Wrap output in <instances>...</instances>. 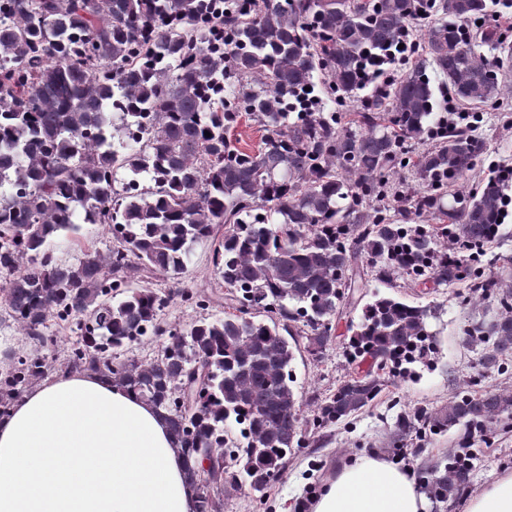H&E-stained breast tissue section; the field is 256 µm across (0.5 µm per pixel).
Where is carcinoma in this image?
Listing matches in <instances>:
<instances>
[{
    "mask_svg": "<svg viewBox=\"0 0 512 512\" xmlns=\"http://www.w3.org/2000/svg\"><path fill=\"white\" fill-rule=\"evenodd\" d=\"M244 2L221 25L207 0H0V303L33 340L52 320L70 327L68 373L97 374L164 412L196 462L187 472L196 512H221L226 486L264 499L304 447L292 386L298 347L287 335L296 329L322 357L363 258L366 289L406 275L494 298L493 322L466 334L485 344L483 369L512 357V286L482 270L485 247L512 236L508 197L494 177L458 189L483 144L440 122L433 77L471 111L496 102L512 52L491 63L476 47L499 42L483 20L512 0ZM417 25L424 58L376 81L372 62L400 56L403 32ZM243 113L264 132L250 152L229 135ZM397 168L422 191L392 193ZM394 210L435 215L461 257H442L432 228L398 224ZM77 217L101 225L112 246L59 262L48 246L77 233ZM202 243L229 311L175 330L163 318L170 296L152 279L179 278ZM429 316L372 293L346 346L350 361L371 368L340 382L312 429L359 413L385 375L426 359ZM177 331L181 339L149 363L121 358L132 343ZM50 369L44 358L13 357L0 372V416ZM505 415L512 392L470 386L397 418V451L412 436L457 432V448L431 462L434 483H419L432 512L472 491L474 435Z\"/></svg>",
    "mask_w": 512,
    "mask_h": 512,
    "instance_id": "carcinoma-1",
    "label": "carcinoma"
}]
</instances>
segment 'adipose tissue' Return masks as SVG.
<instances>
[{
  "label": "adipose tissue",
  "mask_w": 512,
  "mask_h": 512,
  "mask_svg": "<svg viewBox=\"0 0 512 512\" xmlns=\"http://www.w3.org/2000/svg\"><path fill=\"white\" fill-rule=\"evenodd\" d=\"M412 473L377 455L345 464L313 512H427ZM184 459L155 408L95 374L46 382L0 419V512H194ZM465 512H512V473Z\"/></svg>",
  "instance_id": "1"
}]
</instances>
